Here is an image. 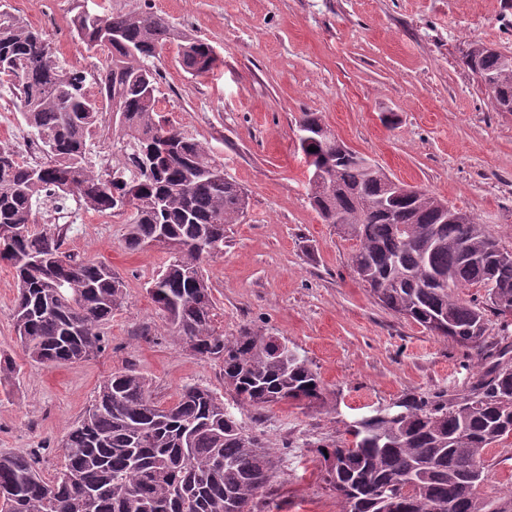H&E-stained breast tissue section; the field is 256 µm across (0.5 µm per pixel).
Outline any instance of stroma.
I'll use <instances>...</instances> for the list:
<instances>
[{"mask_svg":"<svg viewBox=\"0 0 512 512\" xmlns=\"http://www.w3.org/2000/svg\"><path fill=\"white\" fill-rule=\"evenodd\" d=\"M42 30L63 67L93 74L105 61L79 40L73 19L149 10L180 34L210 43L222 64L193 76L178 45L155 60L157 95L170 122L206 144L242 185L249 205L224 233L207 266L217 324L226 336L262 329L308 359L327 406L280 403L256 410L224 387L220 363L171 336L146 292L167 253L123 248L126 216L77 209L67 249L112 266L125 306L103 328L89 360L55 367L31 361L15 336L12 269L0 263V350L17 365L0 385V454L38 450L53 477L61 440L99 383L130 367L161 403L181 388L211 389L238 423L260 434L277 457L276 476L252 512H336L318 442L343 437L356 419L403 395L469 387L481 361L383 308L355 276L352 240L322 223L307 196L299 147L300 112L321 113L346 144L394 179L469 212L512 252V112L497 111L462 63L471 43L512 53V0H0ZM395 114L394 125L383 118ZM0 141L24 156L31 141L10 83L0 81ZM477 493L494 512H512V439L485 457Z\"/></svg>","mask_w":512,"mask_h":512,"instance_id":"obj_1","label":"stroma"}]
</instances>
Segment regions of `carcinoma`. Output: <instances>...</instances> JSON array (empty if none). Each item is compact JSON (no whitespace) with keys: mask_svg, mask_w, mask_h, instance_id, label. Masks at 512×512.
I'll return each mask as SVG.
<instances>
[{"mask_svg":"<svg viewBox=\"0 0 512 512\" xmlns=\"http://www.w3.org/2000/svg\"><path fill=\"white\" fill-rule=\"evenodd\" d=\"M81 42L107 51L93 75L63 67L40 30L0 10V69L12 82L21 117L34 135L39 162L0 163V262L13 269L17 294L13 327L25 355L48 366L83 361L102 349V327L126 304V285L112 266L65 248L68 224L38 225L40 208L57 212L70 198L103 215L122 210L133 192L123 247L137 252L159 238L167 263L147 288L171 336L196 355L222 363L224 386L251 407L281 402L326 403L308 361L278 351L272 337L245 328L226 337L215 325L216 304L204 266L206 239L224 246L227 225L244 216L242 186L193 135L160 113L157 70L148 61L176 40L154 12H116L73 20ZM218 55L207 42L183 39L178 63L193 75L212 72ZM488 79L491 102L512 104V64L502 52L472 43L462 58ZM119 107L112 166L96 171L87 139L104 105ZM317 151L309 152L310 147ZM305 157L329 149L330 182L342 191L308 186L325 224L355 241L353 272L380 305L437 336L481 350L485 308L456 290L482 279L486 302L499 316L512 309V257L467 212L451 218L423 192L392 201L385 182L319 135L300 142ZM512 342L464 394H408L401 413L384 410L341 438L319 446L325 481L337 512H381L382 497L397 512H490L476 495L485 455L512 437ZM63 466L51 478L34 454H0V512H251L253 500L276 475L275 454L247 433L210 389L183 387L167 404L148 380L124 368L105 379L62 439Z\"/></svg>","mask_w":512,"mask_h":512,"instance_id":"carcinoma-1","label":"carcinoma"}]
</instances>
